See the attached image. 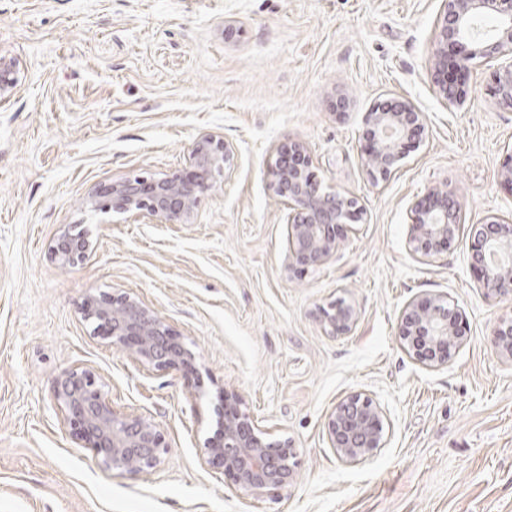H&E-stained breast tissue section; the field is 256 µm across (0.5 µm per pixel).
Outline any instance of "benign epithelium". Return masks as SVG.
I'll use <instances>...</instances> for the list:
<instances>
[{
    "instance_id": "benign-epithelium-1",
    "label": "benign epithelium",
    "mask_w": 512,
    "mask_h": 512,
    "mask_svg": "<svg viewBox=\"0 0 512 512\" xmlns=\"http://www.w3.org/2000/svg\"><path fill=\"white\" fill-rule=\"evenodd\" d=\"M442 4L433 43L434 83L436 94L448 101L457 99L445 78L448 47L456 49L453 64L461 71L477 62L512 56V0H442ZM486 16L496 17L499 26L494 34L478 37L473 34L474 24ZM22 81L18 62L1 55L0 105L15 97ZM494 97L498 105L512 107V61L495 72ZM424 121L423 113L405 101L367 113L364 137L369 148L364 165L373 180H385L397 170L406 143L422 136ZM232 159L224 139L204 134L193 146L190 174L120 178L89 193L84 205L95 211L187 224L199 197L223 180ZM265 179L268 193L287 209L288 266L314 269L333 258L352 230L351 213L363 214L357 198L324 185L308 148L300 142L276 149L267 160ZM462 225L459 204L450 193L436 189L411 208L409 250L416 257L437 256L443 244L460 237ZM89 247L85 236L66 233L58 238L53 253L66 264L84 257ZM470 250L484 293L511 299L512 220L488 216L472 238ZM86 307L112 337V344L143 364L161 371L186 370L195 360L164 321L135 298L91 295ZM322 322L328 334L345 335L356 323V312L340 304L331 313L323 311ZM458 322V312L447 301L426 296L402 308L399 336L416 360L435 368L447 364L460 345ZM490 343L496 354L512 362V315L497 321ZM54 396L72 435L91 450L100 466L146 472L162 463L168 448L154 421L117 413L91 371L61 372ZM221 397L224 422L200 449L203 459L220 465L234 485L257 498L288 487L294 478V452L286 444L269 440L251 415L239 408L233 394L223 390ZM327 436L340 460L366 461L385 447L383 410L371 397L351 394L329 413Z\"/></svg>"
}]
</instances>
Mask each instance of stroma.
Instances as JSON below:
<instances>
[{"label": "stroma", "mask_w": 512, "mask_h": 512, "mask_svg": "<svg viewBox=\"0 0 512 512\" xmlns=\"http://www.w3.org/2000/svg\"><path fill=\"white\" fill-rule=\"evenodd\" d=\"M441 0H0V55L23 74L0 106V512H512V363L490 332L512 301L486 298L469 241L436 259L409 251V211L436 187L465 230L512 217L500 170L512 108L496 104L498 61L456 75L458 102L431 87ZM389 99L426 118L387 180L361 162L367 112ZM233 150L226 179L191 223L92 213L112 180L190 169L197 137ZM303 142L317 172L364 212L336 256L288 269L285 210L267 192L277 146ZM84 232L89 255L51 248ZM140 300L195 354L190 371L141 365L86 319L89 295ZM438 295L464 341L430 369L397 322ZM353 305L343 336L320 309ZM93 372L113 408L150 417L169 451L153 473L101 467L53 396L66 369ZM297 453L296 478L262 498L233 488L199 452L219 388ZM384 412L385 448L359 464L330 448L338 401Z\"/></svg>", "instance_id": "obj_1"}]
</instances>
